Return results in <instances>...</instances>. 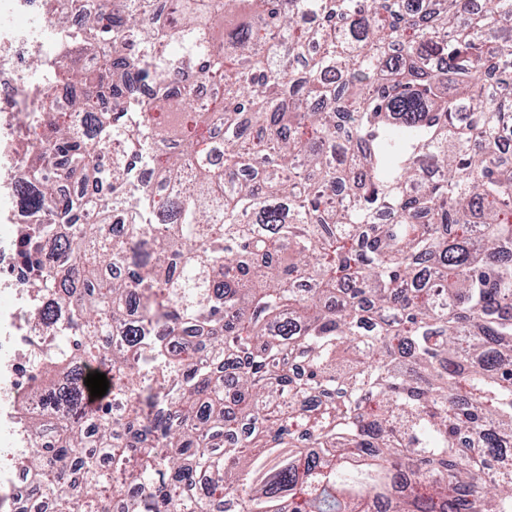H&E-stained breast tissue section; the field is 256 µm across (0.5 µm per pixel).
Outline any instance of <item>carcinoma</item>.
<instances>
[{
	"instance_id": "1",
	"label": "carcinoma",
	"mask_w": 512,
	"mask_h": 512,
	"mask_svg": "<svg viewBox=\"0 0 512 512\" xmlns=\"http://www.w3.org/2000/svg\"><path fill=\"white\" fill-rule=\"evenodd\" d=\"M48 2L0 150L60 512H512V0Z\"/></svg>"
}]
</instances>
